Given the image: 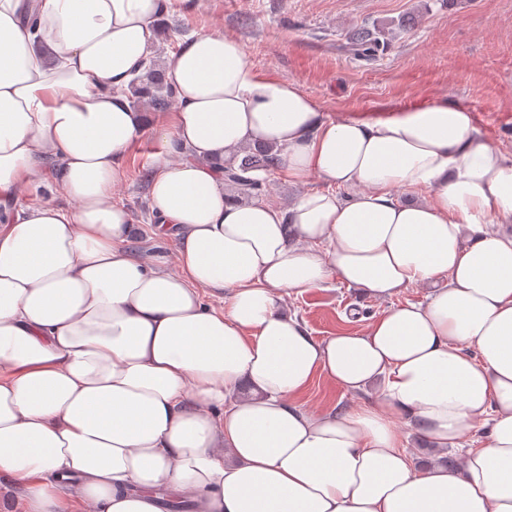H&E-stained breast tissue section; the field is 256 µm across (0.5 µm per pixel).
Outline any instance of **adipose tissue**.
<instances>
[{
    "mask_svg": "<svg viewBox=\"0 0 512 512\" xmlns=\"http://www.w3.org/2000/svg\"><path fill=\"white\" fill-rule=\"evenodd\" d=\"M170 4L0 0V479L25 512H164L161 487L186 512H512V151L445 97L329 118L197 31L167 67L149 191L176 267L139 260L112 191ZM257 141L326 189L287 209L227 194L225 160ZM47 159L71 208L8 207ZM334 278L431 292L319 340L285 301ZM318 375L363 403L302 407ZM402 422L434 449L487 437L420 469Z\"/></svg>",
    "mask_w": 512,
    "mask_h": 512,
    "instance_id": "obj_1",
    "label": "adipose tissue"
}]
</instances>
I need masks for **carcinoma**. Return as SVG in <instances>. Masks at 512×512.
Returning a JSON list of instances; mask_svg holds the SVG:
<instances>
[{
    "mask_svg": "<svg viewBox=\"0 0 512 512\" xmlns=\"http://www.w3.org/2000/svg\"><path fill=\"white\" fill-rule=\"evenodd\" d=\"M391 38L385 29L371 31L358 28L348 36L349 49L363 61H374L390 46ZM137 100L157 112H165L175 103L173 91L164 82L162 70L149 63L144 74L137 76L130 85ZM282 165L280 154L271 148L257 144L242 150V155L224 164V179L237 194L251 200L265 195L268 176Z\"/></svg>",
    "mask_w": 512,
    "mask_h": 512,
    "instance_id": "obj_1",
    "label": "carcinoma"
}]
</instances>
